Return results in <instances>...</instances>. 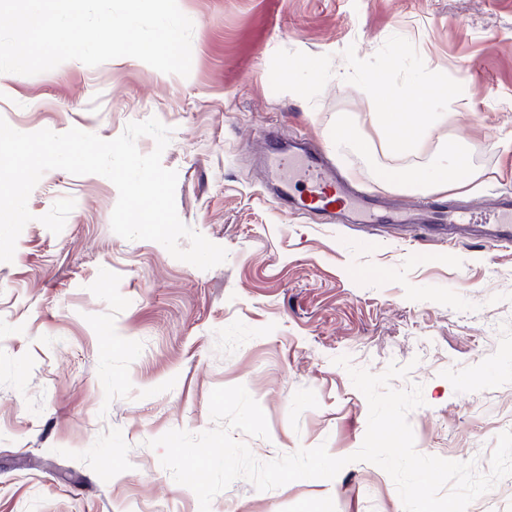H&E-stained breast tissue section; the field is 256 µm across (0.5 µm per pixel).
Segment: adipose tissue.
Returning a JSON list of instances; mask_svg holds the SVG:
<instances>
[{"label":"adipose tissue","mask_w":512,"mask_h":512,"mask_svg":"<svg viewBox=\"0 0 512 512\" xmlns=\"http://www.w3.org/2000/svg\"><path fill=\"white\" fill-rule=\"evenodd\" d=\"M366 92L371 102V117L373 121L384 122L386 147L393 155L416 152L426 134L446 119L444 113L435 109L442 88L429 77L417 79L406 89L404 97L412 108L408 114L400 112L394 100L378 98L374 86H367ZM383 178L392 183L425 182L440 192L459 189L470 181L462 155L445 145L437 146L425 169L388 170Z\"/></svg>","instance_id":"adipose-tissue-1"}]
</instances>
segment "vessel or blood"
<instances>
[{
    "label": "vessel or blood",
    "instance_id": "vessel-or-blood-1",
    "mask_svg": "<svg viewBox=\"0 0 512 512\" xmlns=\"http://www.w3.org/2000/svg\"><path fill=\"white\" fill-rule=\"evenodd\" d=\"M264 169L276 194L291 211L348 219L369 228L418 224L427 239L463 242L477 239L512 246V193L496 192L476 211L430 201L400 205L350 187L318 154L268 140Z\"/></svg>",
    "mask_w": 512,
    "mask_h": 512
}]
</instances>
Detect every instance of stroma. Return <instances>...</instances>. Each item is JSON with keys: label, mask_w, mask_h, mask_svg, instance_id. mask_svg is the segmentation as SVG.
I'll return each instance as SVG.
<instances>
[{"label": "stroma", "mask_w": 512, "mask_h": 512, "mask_svg": "<svg viewBox=\"0 0 512 512\" xmlns=\"http://www.w3.org/2000/svg\"><path fill=\"white\" fill-rule=\"evenodd\" d=\"M193 22L188 77L132 57L0 73V117L17 131L70 128L110 140L132 121L171 128L180 219L224 247L208 270L111 228L115 185L47 171L12 262H0V512H199L151 440L213 426L214 388L242 385L268 438L258 461L325 445L361 447L368 403L349 367L410 366L392 388L422 387L409 414L420 454L490 469L512 430V248L432 243L403 229L290 214L264 177V138L302 139L372 193L391 168L463 152L473 182L459 206L512 192V0H178ZM440 78L448 120L418 154L394 156L364 91ZM301 83L296 94L291 82ZM367 133L374 164L337 150V116ZM76 205L60 234L40 221ZM350 360L337 365V357ZM210 512H404L368 462L331 480L257 490L240 478Z\"/></svg>", "instance_id": "1"}]
</instances>
